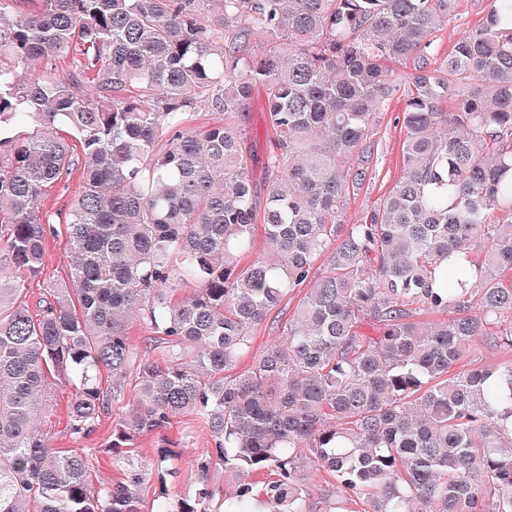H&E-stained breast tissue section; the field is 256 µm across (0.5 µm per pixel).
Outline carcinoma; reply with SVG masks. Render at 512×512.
I'll return each mask as SVG.
<instances>
[{"instance_id":"1","label":"carcinoma","mask_w":512,"mask_h":512,"mask_svg":"<svg viewBox=\"0 0 512 512\" xmlns=\"http://www.w3.org/2000/svg\"><path fill=\"white\" fill-rule=\"evenodd\" d=\"M14 2L0 0V224L16 274H40L55 234L41 202L76 149L84 190L68 285L40 314L0 276V512H140L134 440L188 411L211 437L200 483L156 512H219L215 464L276 474L263 495L238 485L233 512H310L307 463L334 478L327 512H512V361L454 370L479 339L512 346V0H489L438 65L431 35L454 0ZM70 50L84 63L49 66ZM256 99L273 130L261 215ZM393 100L402 173L346 224ZM200 111L224 122L197 132ZM259 220L265 253L243 266ZM294 292L283 339L232 372ZM132 317L163 364L131 372ZM55 375L75 387L76 440L125 406L111 448L126 479L96 487L86 456L49 446ZM179 458L169 439L153 448L160 486Z\"/></svg>"}]
</instances>
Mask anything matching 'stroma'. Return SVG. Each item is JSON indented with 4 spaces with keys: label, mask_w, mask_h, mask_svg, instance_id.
<instances>
[{
    "label": "stroma",
    "mask_w": 512,
    "mask_h": 512,
    "mask_svg": "<svg viewBox=\"0 0 512 512\" xmlns=\"http://www.w3.org/2000/svg\"><path fill=\"white\" fill-rule=\"evenodd\" d=\"M486 14L487 0H455L452 12L432 36L435 60H442L461 36L480 26ZM400 109V103H392L388 112L381 116L378 136L382 141V153L378 172L372 184L351 196L347 205L348 219H355L367 206L382 197L401 174L404 134L394 122ZM82 186L80 174L72 173L61 183L48 189L42 202L41 212L44 219L49 220L58 233L48 239L41 273L38 277L25 279L23 282L21 300L28 305L31 312H38V303L49 287L60 286L68 281L70 253L63 226L71 205L82 191ZM298 301V294L288 295L255 328L252 341L254 351H261L281 338ZM73 396L74 388L71 384L62 379L53 380L49 389L50 408L41 421V427L50 444L64 450L80 447L90 450L89 461L94 483L123 480L126 470L113 464L112 454L108 450L112 442V422L120 412L119 407L113 406L105 411L97 429L78 443L66 431L67 409ZM166 434L180 444L183 455L176 476L167 486H159L153 477H144L137 489L142 512H155L160 494H167L173 500L179 499L193 494L198 486V476L192 461L203 448L210 445L206 428L194 414L184 413L172 420Z\"/></svg>",
    "instance_id": "35a3bbf8"
}]
</instances>
